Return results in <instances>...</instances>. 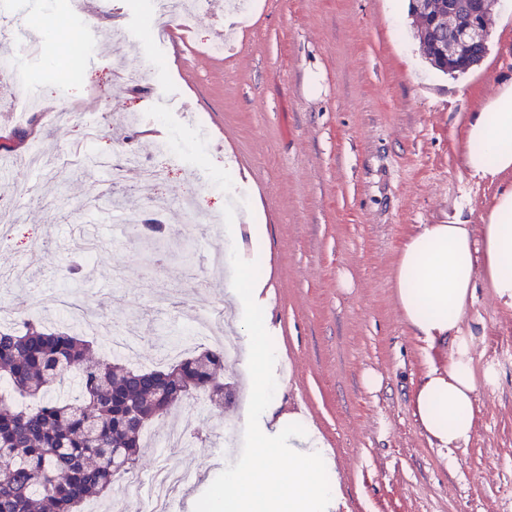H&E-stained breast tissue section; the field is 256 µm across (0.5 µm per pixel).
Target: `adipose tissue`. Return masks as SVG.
Returning <instances> with one entry per match:
<instances>
[{"label": "adipose tissue", "instance_id": "obj_1", "mask_svg": "<svg viewBox=\"0 0 512 512\" xmlns=\"http://www.w3.org/2000/svg\"><path fill=\"white\" fill-rule=\"evenodd\" d=\"M463 163L471 176L483 180L512 174V85L472 114ZM480 276L512 306V185L483 215L480 237L459 222L425 225L407 239L394 271L396 300L415 336L426 342L453 340L447 371L428 372L415 395L424 430L451 449L467 445L475 428L478 381L467 347L456 335ZM288 442L299 479L284 480L267 434H259L254 451L265 466L228 478L225 512H338L340 494L323 479L332 461L320 452L319 435L302 413L288 416Z\"/></svg>", "mask_w": 512, "mask_h": 512}]
</instances>
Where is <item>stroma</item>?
<instances>
[{"label": "stroma", "mask_w": 512, "mask_h": 512, "mask_svg": "<svg viewBox=\"0 0 512 512\" xmlns=\"http://www.w3.org/2000/svg\"><path fill=\"white\" fill-rule=\"evenodd\" d=\"M70 12L59 59L34 44L21 79L48 105L0 125V194L17 220L0 247V326L36 315L67 326L69 307L137 332V364L157 367L171 350L191 352L196 322L232 303L253 244L232 211L262 213L267 253L258 310L272 353L261 368L274 416L296 410L318 430L339 474L340 512H512V307L485 283L467 305L460 334L478 378L469 444L447 450L414 414L430 370L448 368L449 340L426 343L403 322L394 270L407 239L454 216L480 227L501 188L472 178L464 131L512 83V14L490 27L480 64L452 77L419 49L408 0H248L233 45L218 54L226 0H206L191 29L164 54L144 20V0H11L23 18L50 2ZM97 10L96 29L82 16ZM147 73L137 91L116 75L117 59ZM76 65L83 81L66 75ZM129 146L155 158L166 178L144 183L130 169L126 212L150 213L167 229L208 234L172 242L178 259L155 263L137 241L141 227L116 224L111 192L80 155ZM194 195L193 214L176 201ZM109 247L93 266L77 249L79 229ZM234 245L233 265L206 287L189 274L209 267L214 242ZM247 358L224 366L232 404L198 416L192 399L146 430L142 472L160 462L196 471L173 512H211L227 474L256 472L253 452L263 406L251 399ZM377 378L367 387L366 375ZM186 424L182 447L160 452L172 423Z\"/></svg>", "instance_id": "35a3bbf8"}]
</instances>
